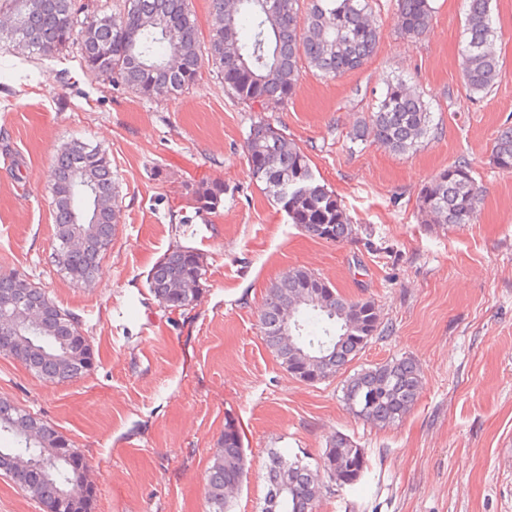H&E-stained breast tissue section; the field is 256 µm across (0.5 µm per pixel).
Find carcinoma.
Masks as SVG:
<instances>
[{
  "label": "carcinoma",
  "mask_w": 512,
  "mask_h": 512,
  "mask_svg": "<svg viewBox=\"0 0 512 512\" xmlns=\"http://www.w3.org/2000/svg\"><path fill=\"white\" fill-rule=\"evenodd\" d=\"M112 10L85 0H0V13L20 18V27L0 30V51L40 56L76 42L86 69L98 79L116 81L151 98L162 88L177 95L194 85L204 64L211 65L224 91L238 101L284 103L309 69L336 77L360 68L373 53L377 31L371 16L378 0H210L211 27L201 42L190 0H120ZM433 0H396L405 34L418 37L430 28ZM491 0H466L462 79L473 95L488 93L500 72L498 38ZM369 121L376 142L396 154L416 151L432 130V112L423 96L401 79L389 84ZM252 180L293 224L308 235L341 242L357 235L341 200L321 184L308 156L284 131L260 119L246 138ZM492 164L512 171V125L501 127ZM89 182L102 206L94 224H80L85 206L80 195L67 196L77 181ZM56 249L51 256L70 280L95 277L99 261L112 245L118 195L112 160L106 151L74 141L56 157L50 172ZM224 196L221 182L203 183L194 192V208L210 213ZM419 209L437 224H470L480 203L470 163L465 159L440 171L419 192ZM83 236L87 244L69 249L67 239ZM206 263L199 252L176 246L148 273L149 289L167 311L185 314L200 299ZM319 291V306L298 312L290 337L282 335V311L305 289ZM44 311L41 329L25 339L0 333V357L16 359L49 382H67L91 367V347L79 320L40 287H22L14 273L0 272V300ZM375 304L350 299L314 272L297 267L268 288L260 311L266 347L296 377L316 372L317 381L345 373L380 334ZM423 387V373L412 358L402 357L362 368L346 377L343 401L352 414L379 427L394 425L411 411ZM74 445L54 426L7 400H0V472L10 476L32 499L61 512H88V502L68 486L84 482L87 465L73 471L57 460V450ZM368 467L364 449L338 434L322 461L311 468L303 460L273 450L265 465L263 512H316L329 485L352 486ZM248 461L238 430L224 427L206 475L210 512H231L229 486L241 487Z\"/></svg>",
  "instance_id": "1"
}]
</instances>
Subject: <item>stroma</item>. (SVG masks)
<instances>
[{
	"mask_svg": "<svg viewBox=\"0 0 512 512\" xmlns=\"http://www.w3.org/2000/svg\"><path fill=\"white\" fill-rule=\"evenodd\" d=\"M379 4L378 44L362 67L335 78L303 71L292 100L263 107L228 95L207 66L181 94L148 99L87 74L74 45L0 53V272L79 317L94 352L88 372L59 384L0 357V399L73 442L88 463L75 493L90 496L92 512H208L206 475L229 422L249 466L232 512H262L270 450L314 467L339 433L369 466L356 485L324 494L318 512H512V172L491 162L497 130L512 125V0L491 2L501 69L483 96L461 76L464 0H433L416 38L395 0ZM395 78L421 93L436 124L406 155L369 134L349 139ZM261 118L306 153L355 238L307 235L252 181L246 137ZM76 140L106 150L119 193L112 245L88 285L50 263V171ZM461 158L482 189L475 220L425 223L420 188ZM213 180L226 186L223 205L195 213L196 186ZM176 244L207 264L186 318L165 312L146 282ZM293 267L377 306L382 333L352 370L419 363L423 389L399 424L358 420L341 378L302 381L266 347V291Z\"/></svg>",
	"mask_w": 512,
	"mask_h": 512,
	"instance_id": "stroma-1",
	"label": "stroma"
}]
</instances>
